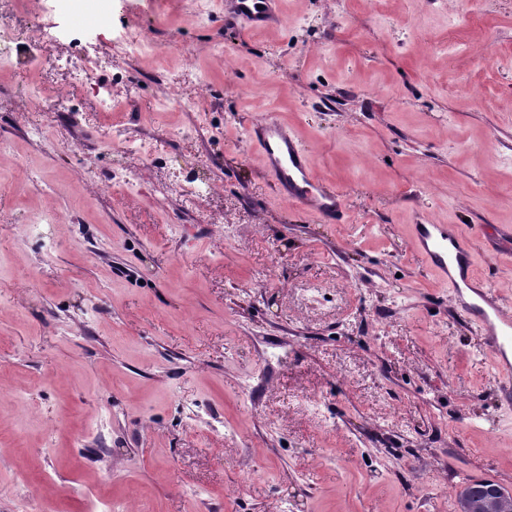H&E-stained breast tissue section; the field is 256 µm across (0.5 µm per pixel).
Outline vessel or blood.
<instances>
[{"mask_svg":"<svg viewBox=\"0 0 512 512\" xmlns=\"http://www.w3.org/2000/svg\"><path fill=\"white\" fill-rule=\"evenodd\" d=\"M224 20L255 32L280 27V0H224ZM246 140L262 160L277 195L325 224H346L350 213L344 194L319 180L297 134L270 117L245 127ZM410 235L435 278L451 288L466 318L484 338L485 350L500 377L499 397L512 402V310L492 290L474 280L475 258L468 235L455 224L424 222Z\"/></svg>","mask_w":512,"mask_h":512,"instance_id":"obj_1","label":"vessel or blood"}]
</instances>
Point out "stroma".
Instances as JSON below:
<instances>
[{
    "label": "stroma",
    "mask_w": 512,
    "mask_h": 512,
    "mask_svg": "<svg viewBox=\"0 0 512 512\" xmlns=\"http://www.w3.org/2000/svg\"><path fill=\"white\" fill-rule=\"evenodd\" d=\"M282 8L244 33L221 0H0V512L32 487L40 512H457L464 484L512 488V405L407 229L463 224L512 303V0ZM270 113L351 223L278 198L244 135ZM186 177L217 189L188 205ZM98 60L96 57L81 52L71 62L70 70L72 78L79 83L91 84L96 75Z\"/></svg>",
    "instance_id": "obj_1"
}]
</instances>
